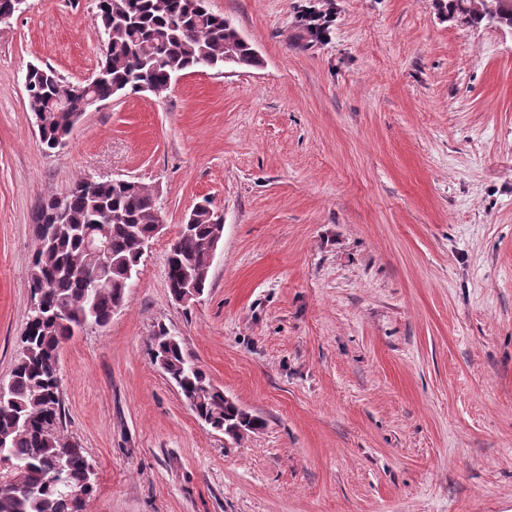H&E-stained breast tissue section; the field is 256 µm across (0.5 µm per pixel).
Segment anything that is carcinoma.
Wrapping results in <instances>:
<instances>
[{"label": "carcinoma", "instance_id": "cac0c4a2", "mask_svg": "<svg viewBox=\"0 0 512 512\" xmlns=\"http://www.w3.org/2000/svg\"><path fill=\"white\" fill-rule=\"evenodd\" d=\"M450 16L471 24L490 22L484 0H447ZM94 24L106 36L97 81L78 96L46 66L27 68L24 87L30 109L41 113V143L52 150L66 144L73 115L92 108L89 100L141 93L161 94L189 70L226 65L257 67L260 58L231 21L212 12L207 0H97ZM156 193L128 180L79 179L60 196L39 203L31 224L37 248L29 288L44 289L41 312H31L21 349L0 404V454L9 473L0 472V512H83L93 489L83 448L64 436V406L59 380V350L86 326H106L122 307L130 288L128 270L139 266L142 242L154 238ZM216 209L196 205L167 255V285L172 298L185 277H198L204 292L211 268L212 225ZM106 227L111 259L96 262L84 237ZM155 364L176 384L200 421L237 442L262 428L258 416L224 399L206 372L187 354L181 337L160 325L149 338Z\"/></svg>", "mask_w": 512, "mask_h": 512}]
</instances>
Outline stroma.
Wrapping results in <instances>:
<instances>
[{"label":"stroma","mask_w":512,"mask_h":512,"mask_svg":"<svg viewBox=\"0 0 512 512\" xmlns=\"http://www.w3.org/2000/svg\"><path fill=\"white\" fill-rule=\"evenodd\" d=\"M96 3L0 24V383L42 200L130 178L165 222L124 306L60 350L63 431L96 470L84 512H512V31L438 0H208L260 66L113 98L50 151L24 74L94 75ZM205 198L224 234L184 306L166 257ZM160 324L262 429L195 417L149 354Z\"/></svg>","instance_id":"obj_1"}]
</instances>
